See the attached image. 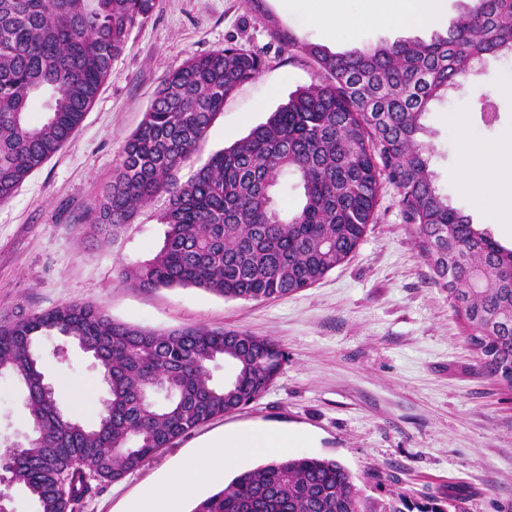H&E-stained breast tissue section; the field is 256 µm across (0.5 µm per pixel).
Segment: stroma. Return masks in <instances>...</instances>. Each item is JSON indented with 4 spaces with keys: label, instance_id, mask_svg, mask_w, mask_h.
Wrapping results in <instances>:
<instances>
[{
    "label": "stroma",
    "instance_id": "1",
    "mask_svg": "<svg viewBox=\"0 0 512 512\" xmlns=\"http://www.w3.org/2000/svg\"><path fill=\"white\" fill-rule=\"evenodd\" d=\"M447 3L442 16L407 35L427 41L446 32L463 0ZM278 28L309 42L331 40L295 0H263L257 8L246 0H154L72 138L0 201V319L90 302L147 329L246 331L273 339L288 355L261 398L201 424L123 480L94 488L75 512H124L143 489L190 463L201 443L236 428L285 429L283 455L335 459L380 500L404 494L417 503L440 499L445 512H512V391L480 371L391 184L383 185L355 254L320 283L275 300H228L192 286L134 287L121 269L160 247L165 228L156 207L110 235L94 223L92 205L171 67L229 43L264 59L259 76L225 100L202 150L176 170L181 181L315 80L308 58L275 37ZM407 35L343 25L332 40L343 52ZM509 75L510 54L475 62L460 89L424 120L439 189L481 226L486 220L459 174L461 148L466 140L493 146L512 138V96L499 91ZM484 97L497 107L490 123L479 112ZM60 343L52 337L38 344L46 378L69 415L94 424L105 394L101 377L77 347L57 362L51 351ZM29 433L24 391L0 377V436L21 441Z\"/></svg>",
    "mask_w": 512,
    "mask_h": 512
}]
</instances>
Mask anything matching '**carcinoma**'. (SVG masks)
Instances as JSON below:
<instances>
[{"mask_svg": "<svg viewBox=\"0 0 512 512\" xmlns=\"http://www.w3.org/2000/svg\"><path fill=\"white\" fill-rule=\"evenodd\" d=\"M153 0H0V201L69 141L93 104L129 32ZM313 64L317 79L293 92L265 122L209 155L189 178L174 172L203 147L224 100L254 79L264 61L227 44L172 68L121 164L96 204L102 229L132 223L164 198L162 247L128 264L138 288H203L232 300H268L321 281L355 252L375 218L381 185L398 192L416 226L435 283L467 324L465 341L481 370H512V249L448 203L419 139L421 120L485 55L512 53V0H471L447 34L332 52L280 35ZM44 99L43 118L31 119ZM293 178L303 190L294 212L275 193ZM478 277L473 289L464 286ZM43 336L72 339L108 383L109 398L88 427L42 392ZM230 365L226 384L210 366ZM285 352L247 332L189 326L150 330L102 307L69 303L0 322V368L27 391L35 437L0 453L9 462L0 496L22 485L39 512H74L92 489L138 470L200 424L263 395ZM167 393L150 405L143 391ZM193 512H444L437 500L363 494L334 459L273 458L235 476Z\"/></svg>", "mask_w": 512, "mask_h": 512, "instance_id": "carcinoma-1", "label": "carcinoma"}]
</instances>
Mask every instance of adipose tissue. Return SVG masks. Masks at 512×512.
<instances>
[{
	"label": "adipose tissue",
	"instance_id": "ef3b65f1",
	"mask_svg": "<svg viewBox=\"0 0 512 512\" xmlns=\"http://www.w3.org/2000/svg\"><path fill=\"white\" fill-rule=\"evenodd\" d=\"M446 0H387L384 10L361 16L378 27L409 29L432 20ZM461 177L478 195V205L488 223L512 224V142L494 148L466 146ZM288 444L285 432L270 429H235L214 444H205L190 466L179 469L168 482L170 493L149 490L131 501L127 512H180V502L194 493L200 477L217 481L235 468L246 454L261 453Z\"/></svg>",
	"mask_w": 512,
	"mask_h": 512
}]
</instances>
